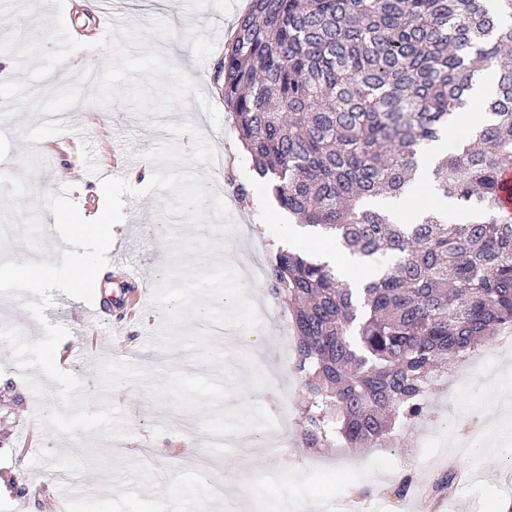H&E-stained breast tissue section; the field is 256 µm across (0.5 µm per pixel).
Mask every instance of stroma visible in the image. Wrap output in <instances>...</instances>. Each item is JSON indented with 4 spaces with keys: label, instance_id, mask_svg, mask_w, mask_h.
I'll return each instance as SVG.
<instances>
[{
    "label": "stroma",
    "instance_id": "stroma-1",
    "mask_svg": "<svg viewBox=\"0 0 512 512\" xmlns=\"http://www.w3.org/2000/svg\"><path fill=\"white\" fill-rule=\"evenodd\" d=\"M72 37L84 42L55 76L32 83L49 96L84 69L101 73L97 16L147 25L165 20L171 36L150 37L223 108L213 64L249 0H67ZM44 0H0V40L26 41L50 27ZM228 121L212 123L195 99L165 115H138L122 100L79 102L58 123L29 106L0 120V251L47 257L67 271L74 259L63 238L81 231L62 223L60 237L38 229L51 213L93 212L94 191L112 189L121 225L103 258L97 287L72 300L56 280L31 288L0 279V512H323L325 499L346 512H416L420 487L393 492L406 476L474 470L476 487L444 499L442 512H512V345L492 342L434 379L431 409L398 425L388 446L303 447L298 438L299 383L289 366L294 335L266 337L269 321L290 324L285 304L265 284L236 275L243 255L268 263L288 218L264 179L238 154ZM151 161L147 180L132 172ZM253 189L241 207L226 173ZM134 262L144 307L129 322L102 329L85 349L90 296L119 283ZM69 357L55 366L57 340ZM486 425L479 448L453 456L450 445L472 418ZM222 434V447L212 443ZM205 482L193 483L196 471ZM38 496L23 493L26 484ZM223 485L225 497L210 496Z\"/></svg>",
    "mask_w": 512,
    "mask_h": 512
}]
</instances>
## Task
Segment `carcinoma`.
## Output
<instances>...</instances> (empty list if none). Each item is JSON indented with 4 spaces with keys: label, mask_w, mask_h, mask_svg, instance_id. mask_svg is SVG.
Masks as SVG:
<instances>
[{
    "label": "carcinoma",
    "mask_w": 512,
    "mask_h": 512,
    "mask_svg": "<svg viewBox=\"0 0 512 512\" xmlns=\"http://www.w3.org/2000/svg\"><path fill=\"white\" fill-rule=\"evenodd\" d=\"M495 67L488 119L430 158V193L464 223L379 200L409 197L426 151ZM214 78L278 206L352 257L384 266L351 287L307 250L265 269L295 328L299 433L308 448L388 440L427 412L441 363L512 324V0H250Z\"/></svg>",
    "instance_id": "1"
}]
</instances>
